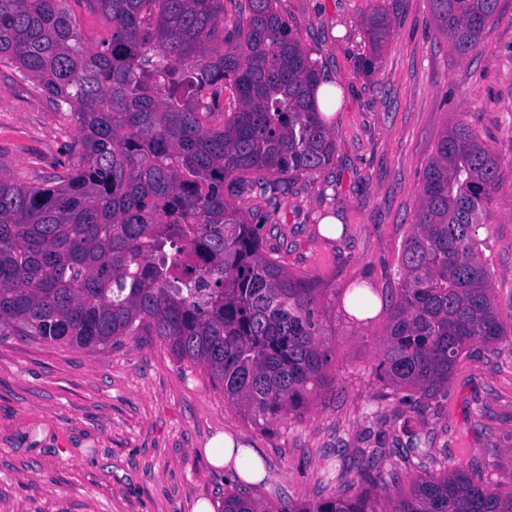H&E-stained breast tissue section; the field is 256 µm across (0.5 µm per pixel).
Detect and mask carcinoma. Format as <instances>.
<instances>
[{
	"mask_svg": "<svg viewBox=\"0 0 512 512\" xmlns=\"http://www.w3.org/2000/svg\"><path fill=\"white\" fill-rule=\"evenodd\" d=\"M70 0H0V66L37 82L81 132L73 162L39 187L0 174V336L105 348L149 330L199 365L258 423L308 408L327 382L320 289L263 249L240 204L328 168L336 153L320 111V72L278 0H85L109 37L86 42ZM501 0H431L460 58L477 52ZM372 56L386 17L365 21ZM500 156L465 122L441 134L423 173L403 278L390 298L376 367L382 387L430 404L470 348L512 334L477 238ZM356 496L334 492L275 509L247 490L222 512H512V489L439 474L444 457L413 434L390 479L378 448ZM419 469L393 507L381 493Z\"/></svg>",
	"mask_w": 512,
	"mask_h": 512,
	"instance_id": "carcinoma-1",
	"label": "carcinoma"
}]
</instances>
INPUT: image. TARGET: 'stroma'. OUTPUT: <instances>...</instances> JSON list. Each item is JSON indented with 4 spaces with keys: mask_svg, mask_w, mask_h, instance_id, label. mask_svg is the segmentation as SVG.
Wrapping results in <instances>:
<instances>
[{
    "mask_svg": "<svg viewBox=\"0 0 512 512\" xmlns=\"http://www.w3.org/2000/svg\"><path fill=\"white\" fill-rule=\"evenodd\" d=\"M482 49L461 59L433 20L430 0H278V7L334 82L340 104L331 168L295 179L276 200L255 197L253 223L277 224L278 251L293 274L324 292L328 379L300 415L262 426L224 398L201 367L177 361L157 336H127L89 350L17 336L0 338V512H192L222 508L242 482L203 453L219 433L260 449L266 473L252 490L275 507L332 492L365 448L393 452L415 430L448 451V467L512 486V336L475 344L448 395L418 408L382 393L375 377L386 311L352 320V288L389 297L401 277L423 172L459 118L502 157L478 234L503 318L512 317V0H501ZM384 9L392 36L374 69L362 21ZM80 132L35 81L0 66V174L38 185L63 173ZM340 220L334 238L324 218Z\"/></svg>",
    "mask_w": 512,
    "mask_h": 512,
    "instance_id": "35a3bbf8",
    "label": "stroma"
}]
</instances>
